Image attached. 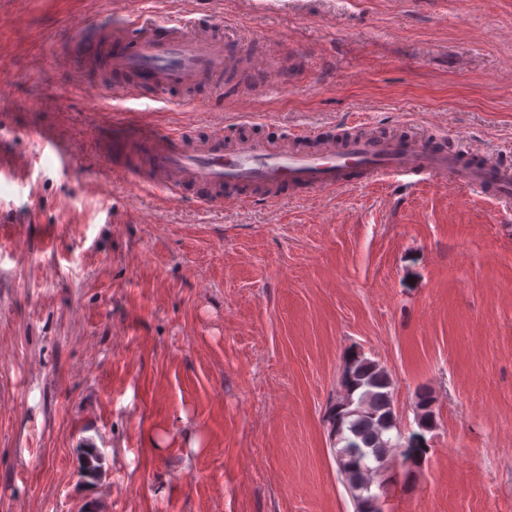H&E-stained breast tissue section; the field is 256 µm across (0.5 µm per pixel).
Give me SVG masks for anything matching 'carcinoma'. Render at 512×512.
Wrapping results in <instances>:
<instances>
[{
	"label": "carcinoma",
	"instance_id": "obj_1",
	"mask_svg": "<svg viewBox=\"0 0 512 512\" xmlns=\"http://www.w3.org/2000/svg\"><path fill=\"white\" fill-rule=\"evenodd\" d=\"M342 386L345 394L328 412L330 433L336 439V464L343 484L349 490L355 512H377L373 479L384 477L393 448L400 457L419 466L427 448L423 432L436 423L435 399L431 391L416 393V420L420 433L409 437L408 444L392 442L398 421L393 407L392 381L379 364L359 353L347 356ZM102 457L98 449H85L81 457V477L95 480L101 475Z\"/></svg>",
	"mask_w": 512,
	"mask_h": 512
}]
</instances>
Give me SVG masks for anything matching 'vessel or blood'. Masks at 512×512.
<instances>
[{
  "mask_svg": "<svg viewBox=\"0 0 512 512\" xmlns=\"http://www.w3.org/2000/svg\"><path fill=\"white\" fill-rule=\"evenodd\" d=\"M71 28L70 78L90 99L107 92L116 100L166 103L173 92L203 86L214 98L235 100L247 113L268 91L265 56L202 32L196 20L141 11L102 22L76 13ZM102 64L112 72L111 83L100 76ZM247 65L252 79L233 82V75ZM228 126L220 118L205 137L189 139L177 130L137 125L120 144L103 139L99 145L104 154L119 152L111 167L136 187L172 194L190 188L196 203L209 209L273 204L288 193L313 196L380 180L404 187L439 179L512 213V165L480 151L448 149L417 136L364 133L321 141L306 129L283 139H232L224 135Z\"/></svg>",
  "mask_w": 512,
  "mask_h": 512,
  "instance_id": "b4317fda",
  "label": "vessel or blood"
}]
</instances>
